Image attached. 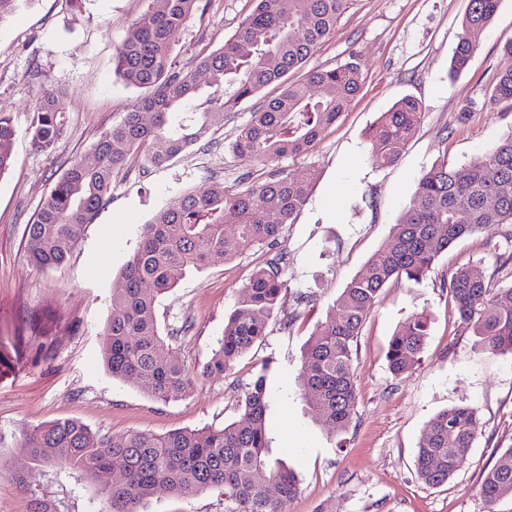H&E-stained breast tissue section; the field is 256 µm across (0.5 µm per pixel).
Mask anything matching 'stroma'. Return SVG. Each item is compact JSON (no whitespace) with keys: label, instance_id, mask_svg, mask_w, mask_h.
I'll return each instance as SVG.
<instances>
[{"label":"stroma","instance_id":"obj_1","mask_svg":"<svg viewBox=\"0 0 512 512\" xmlns=\"http://www.w3.org/2000/svg\"><path fill=\"white\" fill-rule=\"evenodd\" d=\"M468 0H350L333 37L307 60L331 69L356 58L363 82L348 109L305 155L266 167L238 156L233 144L264 100L225 113L223 127L202 136L161 167L116 173L109 201L86 225L57 268L31 264L24 233L71 161L120 123L139 95L114 72L113 56L144 0H35L0 25V113L14 120L15 163L0 177V512H99L93 485L78 475L31 474L17 443L29 429L76 418L110 436L164 434L238 420L246 383L267 370L268 425L274 453L297 472L300 493L287 512H487L478 485L498 456L512 448V353L489 356L475 347L449 294L453 272L471 268L512 286V268L495 256L512 249L492 227L451 246L420 282L391 281L367 316L354 362L358 402L348 430L329 436L297 387L305 344L336 297L392 235L421 177L440 160L456 166L491 149L512 129V102L486 107L499 72L512 66L501 52L512 41V0H502L467 73L450 79L451 49ZM253 0H208L183 28L174 50L179 69H195L252 11ZM55 90L67 121L53 153L37 151L28 130L44 89ZM418 100L424 116L397 162L375 167L366 133L400 98ZM472 112L460 120L463 104ZM316 169L305 205L278 245H255L232 261L186 273L158 297L157 317L191 330L173 348L190 369L205 363L240 305L252 270L278 260L286 283L265 340L223 375L201 379L185 399L164 403L142 386L112 378L99 333L110 313L122 269L145 224L185 192L213 183L241 190L280 169L299 179ZM430 317L421 359L394 377L385 352L412 313ZM455 405L477 408L478 435L465 466L448 484L416 476L415 450L430 419ZM144 512H224L221 491L176 497L157 490Z\"/></svg>","mask_w":512,"mask_h":512}]
</instances>
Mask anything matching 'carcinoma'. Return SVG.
Segmentation results:
<instances>
[{"instance_id": "carcinoma-1", "label": "carcinoma", "mask_w": 512, "mask_h": 512, "mask_svg": "<svg viewBox=\"0 0 512 512\" xmlns=\"http://www.w3.org/2000/svg\"><path fill=\"white\" fill-rule=\"evenodd\" d=\"M33 0H0V24ZM146 8L118 47L115 73L143 90L122 123L104 132L86 157L68 166L26 226L25 249L34 265H62L84 227L109 199L115 172L133 162L158 167L193 145L224 112L278 85L281 93L253 112L234 151L273 166L285 157L307 153L322 129L336 122L360 89L355 59L333 69H311L298 81L288 75L302 69L336 31L349 0H253L254 8L237 32L201 57L205 75L175 70L173 49L181 30L203 0H144ZM501 0H468L462 32L452 49L450 77L461 75L480 49ZM512 101V67L503 70L489 103ZM422 119V108L404 97L382 113L367 132L369 154L378 167L396 162L399 149ZM58 97L45 93L33 107L29 133L33 145L50 154L65 133ZM11 117L0 114V177L14 163ZM156 141L165 150L155 152ZM316 171L296 180L284 172L243 190L216 183L202 193H186L145 225L138 247L123 268L124 287L112 294L110 316L100 336L104 363L116 379L147 387L160 401H177L194 387V375L170 341L192 324L163 331L155 304L177 287L185 272L227 257L225 219L236 218L238 248L275 245L286 224L304 205ZM497 226L512 240V129L484 154L457 167L443 160L420 179L392 236L368 260L336 299L325 322L307 341L299 378L301 397L315 420L341 434L356 412L354 354L366 317L386 284L401 276L418 282L436 259L457 241ZM285 283L278 265L257 269L245 286L240 308L224 325L219 347L204 372L222 374L266 336ZM450 296L460 319L477 337L478 351L512 352V287L470 269L456 271ZM429 330L424 312L408 317L391 336L386 359L396 377L420 360ZM241 417L223 426L172 431L162 435L130 432L110 437L84 423L57 420L33 427L17 445L35 468L65 467L80 473L103 497L100 512H142L158 489L175 496L210 489L224 494V512H285L299 493L300 480L286 461L274 456L266 426L270 399L266 375L245 385L238 399ZM478 412L452 406L431 419L415 452L418 478L429 486L448 482L465 464L480 432ZM123 478L112 479L115 462ZM274 489V495L266 488ZM479 491L488 512L512 499V448L502 452L483 475Z\"/></svg>"}]
</instances>
